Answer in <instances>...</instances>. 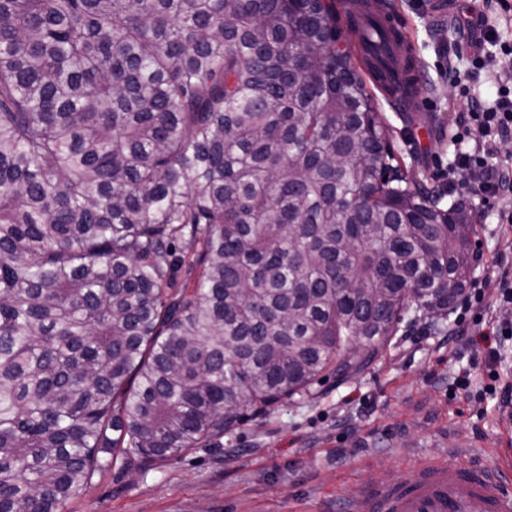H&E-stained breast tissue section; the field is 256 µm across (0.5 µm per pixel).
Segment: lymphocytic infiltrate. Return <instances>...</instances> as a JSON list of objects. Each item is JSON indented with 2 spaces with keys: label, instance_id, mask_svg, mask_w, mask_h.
Wrapping results in <instances>:
<instances>
[{
  "label": "lymphocytic infiltrate",
  "instance_id": "1",
  "mask_svg": "<svg viewBox=\"0 0 512 512\" xmlns=\"http://www.w3.org/2000/svg\"><path fill=\"white\" fill-rule=\"evenodd\" d=\"M494 11L480 12L466 21L468 44L472 49L470 63L465 70L453 71L451 81L468 111L459 118L453 131L456 142H470L471 150L462 152L448 166L449 177L463 170H480L483 181L478 193L499 200L497 219L512 224V161L500 158L499 148L512 139V78L495 83L496 97L486 102L475 96L476 81L494 72L499 62L512 66V42L499 36L502 20L512 19V0H494ZM499 47L498 57H490L484 44Z\"/></svg>",
  "mask_w": 512,
  "mask_h": 512
}]
</instances>
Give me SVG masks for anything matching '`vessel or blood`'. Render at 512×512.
<instances>
[{"mask_svg":"<svg viewBox=\"0 0 512 512\" xmlns=\"http://www.w3.org/2000/svg\"><path fill=\"white\" fill-rule=\"evenodd\" d=\"M354 28L378 27L383 42L367 46L360 55L365 76L387 100L403 101L415 111L422 94L419 81L397 79L388 69L391 59L406 56L413 47L398 14L388 11L383 0H351ZM360 512H512V496L504 491L501 476L479 466L455 464L447 459L416 464L409 478L374 487L359 503Z\"/></svg>","mask_w":512,"mask_h":512,"instance_id":"b4317fda","label":"vessel or blood"}]
</instances>
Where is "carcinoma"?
<instances>
[{
  "mask_svg": "<svg viewBox=\"0 0 512 512\" xmlns=\"http://www.w3.org/2000/svg\"><path fill=\"white\" fill-rule=\"evenodd\" d=\"M331 0H0V512L370 365L473 270ZM448 205H443V199Z\"/></svg>",
  "mask_w": 512,
  "mask_h": 512,
  "instance_id": "carcinoma-1",
  "label": "carcinoma"
}]
</instances>
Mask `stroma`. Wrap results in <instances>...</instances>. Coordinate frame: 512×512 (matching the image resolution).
Returning <instances> with one entry per match:
<instances>
[{
  "label": "stroma",
  "mask_w": 512,
  "mask_h": 512,
  "mask_svg": "<svg viewBox=\"0 0 512 512\" xmlns=\"http://www.w3.org/2000/svg\"><path fill=\"white\" fill-rule=\"evenodd\" d=\"M428 90L419 112L381 103L390 144L431 184L448 181L452 128L466 111L448 79L469 56L458 22L474 0H447L446 36L432 25L433 0H396ZM494 199L481 202L472 279L494 295L495 259L512 224L498 223ZM455 319L405 318L383 354L353 379L329 375L308 395L249 417L224 437L170 462L115 464L71 500L66 512H355L382 482L406 475L408 463L446 456L496 467L506 425L490 392L512 383V335L501 363L482 346L459 348Z\"/></svg>",
  "instance_id": "stroma-1"
}]
</instances>
